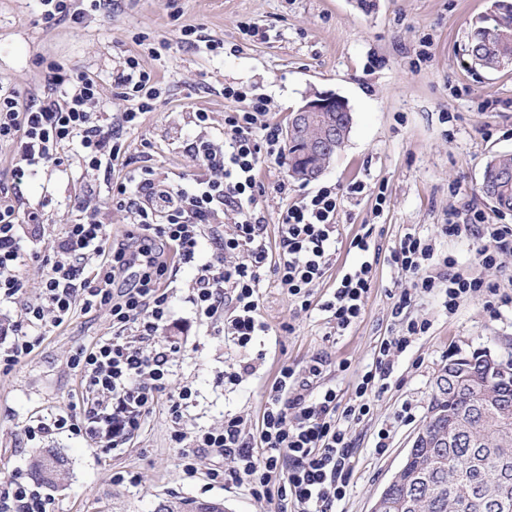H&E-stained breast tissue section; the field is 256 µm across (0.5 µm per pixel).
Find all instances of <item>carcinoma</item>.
<instances>
[{
  "instance_id": "cac0c4a2",
  "label": "carcinoma",
  "mask_w": 512,
  "mask_h": 512,
  "mask_svg": "<svg viewBox=\"0 0 512 512\" xmlns=\"http://www.w3.org/2000/svg\"><path fill=\"white\" fill-rule=\"evenodd\" d=\"M467 52L474 64L491 59L497 68L512 66V0H494L492 14L474 25L468 38ZM334 156L311 157L302 141L288 142V167L291 177L301 180L302 169L322 162L327 168ZM512 171V152L496 155L486 165L484 176L495 181L496 175ZM496 394L494 412L512 415V369L506 368L491 378ZM428 424L437 431L454 435L446 448H419L387 490V498L398 503L409 496L418 512H493L484 505V496L493 488L484 485V477L499 470L503 459L512 460V427L501 430L482 418V410L469 393L444 400L441 416ZM69 470V459L58 450L48 449L34 455L29 476L39 485L53 487ZM155 512H224L221 501L187 497L161 499Z\"/></svg>"
}]
</instances>
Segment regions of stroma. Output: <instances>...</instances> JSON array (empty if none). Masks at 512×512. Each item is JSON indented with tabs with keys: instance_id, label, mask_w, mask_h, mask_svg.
Returning <instances> with one entry per match:
<instances>
[{
	"instance_id": "stroma-1",
	"label": "stroma",
	"mask_w": 512,
	"mask_h": 512,
	"mask_svg": "<svg viewBox=\"0 0 512 512\" xmlns=\"http://www.w3.org/2000/svg\"><path fill=\"white\" fill-rule=\"evenodd\" d=\"M490 7L491 0H112L109 14L90 12L77 26L45 24L35 0H0V81L22 96L40 92L54 62L97 80V111H123L126 103L112 86V69L132 54L162 89L155 110L125 135L124 157L111 171L86 172L73 152L64 169H41L22 184L25 205L45 213L44 229L37 257L20 269L23 295L1 303L0 315L13 323L22 320L28 299L37 293L43 261L52 257L66 224L80 215L86 189L107 199L113 181L145 162L176 183L194 174L186 146L201 130L193 114L207 109L216 127H223L224 113L233 107L222 95L224 86H242L268 100V120L279 125L306 95L336 93L353 115L342 150L317 180L305 184L290 179L287 159L264 164L260 179L267 193L258 208L272 242L290 198L336 188L341 202L335 260L315 293L333 288L342 270L359 262L350 242L370 233L379 256L361 318L343 335L327 336L323 313L297 312L268 273L260 285L259 314L270 331L254 348H238L200 320L188 300L198 263L212 260L215 252L206 235L197 263L177 265L167 275L174 293L161 336L179 345L171 360V385L193 392L183 414L184 429L191 432L219 426L228 413L258 421L265 389L281 367L301 369L317 358L326 362L327 382L349 398L382 339L396 333L401 321L428 320L430 330L400 357L388 391L376 398L369 416L350 426V491L334 510L370 512L439 397L436 379L449 358L488 347L503 360L512 359V303L492 312L474 297L451 315L444 294H417L401 318H394L396 297L410 289L411 279L388 261L406 233L435 234L470 208L482 210L489 223L512 225V213L500 212L479 191L486 164L512 151V67L489 72L466 52L472 27ZM188 25L218 41V49L182 43L181 30ZM142 35L152 42L166 39L169 47L152 55L137 45ZM356 181L365 190L349 195L347 187ZM281 183L287 194L276 192ZM480 245L472 237L437 242L439 254L455 257L459 269L482 275L512 296V253L503 256L500 267L486 269L477 260ZM108 328L105 311L77 312L45 336L23 364L0 370V482L27 473L36 450L55 448L70 462L68 478L51 491L55 512H154L169 495L220 500L226 512H270L246 486L210 481V459L199 461L194 476L185 475L181 451L171 440L172 422L160 405L143 416L138 434L115 450L66 432L27 437L28 427L80 399L83 389L69 358ZM344 362L349 368L343 372ZM246 363L252 372L238 385L226 384L225 370ZM406 406L407 419L400 415ZM382 428L390 438L378 455L374 445Z\"/></svg>"
}]
</instances>
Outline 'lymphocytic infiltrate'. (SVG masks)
I'll list each match as a JSON object with an SVG mask.
<instances>
[{
    "label": "lymphocytic infiltrate",
    "mask_w": 512,
    "mask_h": 512,
    "mask_svg": "<svg viewBox=\"0 0 512 512\" xmlns=\"http://www.w3.org/2000/svg\"><path fill=\"white\" fill-rule=\"evenodd\" d=\"M112 80L127 104L112 115L94 109V78L57 64L50 65L40 96L25 99L0 88V143L11 145L16 156L14 186L39 168L62 167L61 149L71 143L78 145L85 169L111 167L124 152V131L136 128L160 96L156 76L141 68L137 56H127ZM224 97L238 107L225 113L220 138L190 143L189 155L199 169L193 178L174 184L143 165L112 184L109 204L131 216L123 239H114L108 226L89 212L66 226L43 268L39 293L13 326L14 340L0 354V363L10 368L26 361L42 336L75 308L105 310L111 334L92 347L77 348L70 357V367L81 379V399L56 413L52 424H38V433L66 431L116 449L140 430L147 411L163 404L173 424L171 439L183 449L186 474L195 473L199 458H210L215 462L212 482L247 484L256 501L276 504L277 512H332L350 485V424L369 415L374 399L388 389L399 356L430 324L410 321L383 339L348 401H341L335 387L322 384L323 361L302 370L286 365L265 391L258 424L228 413L220 426L186 433L183 412L192 390L170 388L168 362L178 347L157 346L156 339L169 319L173 294L162 278L169 266L194 262L204 233H211L219 256L200 265L189 300L198 316L222 323L225 335L242 349L268 330L258 314L265 272L277 277L299 311L315 306L325 313L334 336L360 318L374 278L371 241L357 236L350 247L360 263L348 267L331 291L313 296L333 262L336 244L340 201L330 186L297 198L281 213L279 253L270 256L266 226L257 212L265 193L258 172L264 162L281 157V131L275 124L259 123L265 104L246 88L225 86ZM222 211L237 217L231 232L215 226ZM44 221L42 210L0 202V299L23 293L19 268L34 253ZM440 234L477 237L478 261L487 268L499 266L502 255L512 252V225L487 223L477 209L463 223L442 225ZM92 259L98 266L88 276L84 267ZM389 260L414 278L413 291L399 295L395 312L410 304L413 293L438 289L444 290L445 307L452 314L471 297L483 298L490 308L503 299L497 284L458 272L454 257L439 256L435 237L406 234ZM436 260L444 271L434 277L427 268ZM227 459L232 467H224ZM0 512H53V503L15 473L0 489Z\"/></svg>",
    "instance_id": "lymphocytic-infiltrate-1"
}]
</instances>
